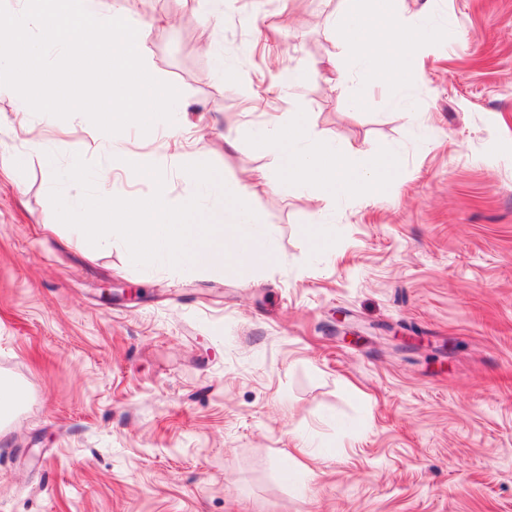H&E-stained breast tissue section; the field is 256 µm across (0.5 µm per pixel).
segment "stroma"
<instances>
[{
    "mask_svg": "<svg viewBox=\"0 0 512 512\" xmlns=\"http://www.w3.org/2000/svg\"><path fill=\"white\" fill-rule=\"evenodd\" d=\"M343 7L131 0L165 19L143 53L182 112L120 145L165 159L174 204L183 161L267 173L276 259L244 275L78 244L53 172L109 167L111 141L0 97V162L24 159L0 180V377L23 391L0 512H512V0H404L430 30L408 82L340 91ZM291 67L311 79L280 89ZM289 112L400 166L316 209L257 142Z\"/></svg>",
    "mask_w": 512,
    "mask_h": 512,
    "instance_id": "obj_1",
    "label": "stroma"
}]
</instances>
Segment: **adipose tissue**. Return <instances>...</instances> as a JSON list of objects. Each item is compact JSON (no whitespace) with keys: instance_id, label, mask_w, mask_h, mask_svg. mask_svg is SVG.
<instances>
[{"instance_id":"1","label":"adipose tissue","mask_w":512,"mask_h":512,"mask_svg":"<svg viewBox=\"0 0 512 512\" xmlns=\"http://www.w3.org/2000/svg\"><path fill=\"white\" fill-rule=\"evenodd\" d=\"M397 0H346L334 20L336 37L373 84L403 83L412 50L423 32L403 19ZM259 144L278 161L289 186L312 201L373 197L398 166L389 152L363 155L350 146L315 134L291 112L264 128Z\"/></svg>"}]
</instances>
